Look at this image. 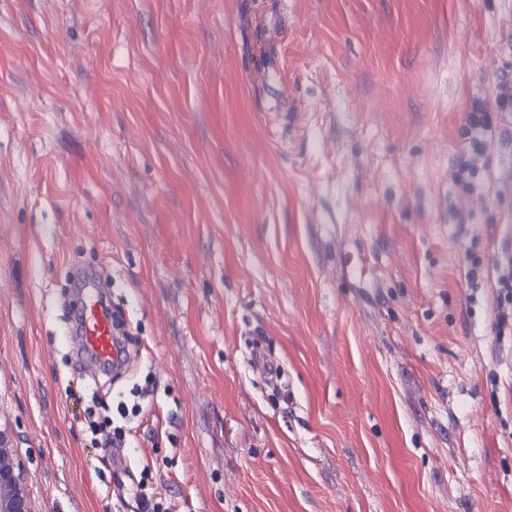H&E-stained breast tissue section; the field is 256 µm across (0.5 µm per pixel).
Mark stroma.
Masks as SVG:
<instances>
[{
  "label": "stroma",
  "instance_id": "35a3bbf8",
  "mask_svg": "<svg viewBox=\"0 0 512 512\" xmlns=\"http://www.w3.org/2000/svg\"><path fill=\"white\" fill-rule=\"evenodd\" d=\"M504 73L512 0H0V431L36 512H139L142 460L174 512H512V129L461 135ZM80 271L121 376L63 340ZM150 384L114 471L89 419ZM497 311L495 330L498 336L512 333V254L505 256L503 267L497 277Z\"/></svg>",
  "mask_w": 512,
  "mask_h": 512
}]
</instances>
